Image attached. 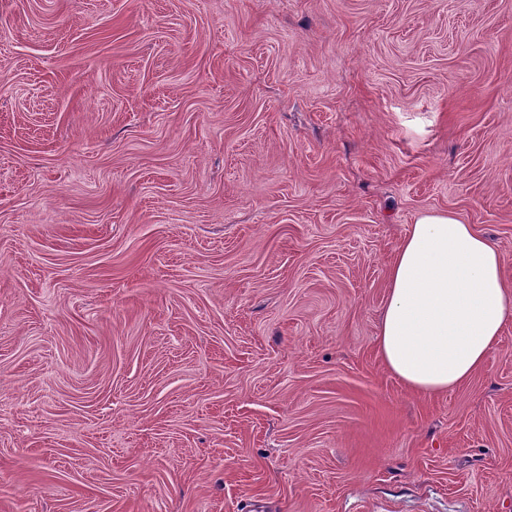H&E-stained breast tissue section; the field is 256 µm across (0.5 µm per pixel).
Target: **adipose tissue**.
I'll return each instance as SVG.
<instances>
[{
    "mask_svg": "<svg viewBox=\"0 0 512 512\" xmlns=\"http://www.w3.org/2000/svg\"><path fill=\"white\" fill-rule=\"evenodd\" d=\"M511 322L492 240L452 212L419 216L389 269L377 335L386 368L412 391L447 392L483 368Z\"/></svg>",
    "mask_w": 512,
    "mask_h": 512,
    "instance_id": "adipose-tissue-1",
    "label": "adipose tissue"
}]
</instances>
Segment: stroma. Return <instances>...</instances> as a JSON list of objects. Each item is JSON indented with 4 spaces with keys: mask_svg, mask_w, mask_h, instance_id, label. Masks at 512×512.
Segmentation results:
<instances>
[{
    "mask_svg": "<svg viewBox=\"0 0 512 512\" xmlns=\"http://www.w3.org/2000/svg\"><path fill=\"white\" fill-rule=\"evenodd\" d=\"M448 210L512 282V0H0V512H512V323L376 344Z\"/></svg>",
    "mask_w": 512,
    "mask_h": 512,
    "instance_id": "obj_1",
    "label": "stroma"
}]
</instances>
